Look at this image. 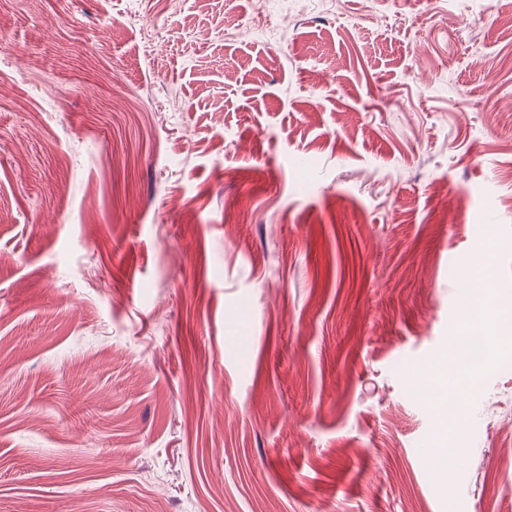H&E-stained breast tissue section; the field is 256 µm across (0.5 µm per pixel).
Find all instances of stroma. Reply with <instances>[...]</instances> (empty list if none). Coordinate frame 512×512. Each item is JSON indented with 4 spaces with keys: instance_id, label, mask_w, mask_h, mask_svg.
I'll return each mask as SVG.
<instances>
[{
    "instance_id": "35a3bbf8",
    "label": "stroma",
    "mask_w": 512,
    "mask_h": 512,
    "mask_svg": "<svg viewBox=\"0 0 512 512\" xmlns=\"http://www.w3.org/2000/svg\"><path fill=\"white\" fill-rule=\"evenodd\" d=\"M266 2L0 0V512H512V0ZM249 3L252 5L250 20L248 22L249 33L253 31L262 32L270 41H275L279 38L280 33L276 26H274L268 15H264L260 0H251ZM469 280L480 296L485 300L490 299L496 288L494 277L491 274V253L487 252L473 262ZM511 319V315L505 316L494 308L486 309L485 306H482L469 312L466 321L460 328V335L469 336L477 332H482L487 326H493L497 323H503L509 320L511 321Z\"/></svg>"
}]
</instances>
